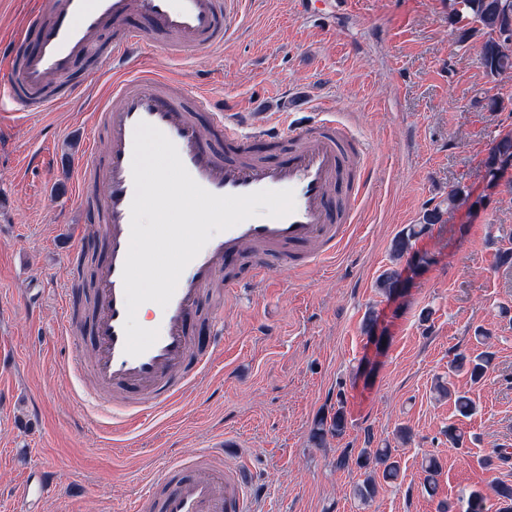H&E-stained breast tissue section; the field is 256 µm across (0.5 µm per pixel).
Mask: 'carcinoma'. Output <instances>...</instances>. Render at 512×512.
<instances>
[{
    "instance_id": "1",
    "label": "carcinoma",
    "mask_w": 512,
    "mask_h": 512,
    "mask_svg": "<svg viewBox=\"0 0 512 512\" xmlns=\"http://www.w3.org/2000/svg\"><path fill=\"white\" fill-rule=\"evenodd\" d=\"M451 19L459 25L458 42L465 43L473 36L480 34L484 37L480 46V60L486 75L498 78L512 72V0H453ZM512 157V133H507L494 139L484 161V166L494 180H504V191L512 194V179L504 178L501 167L502 159ZM468 194L464 189L456 187L448 192L447 206H434L424 212L422 223L410 224L401 230L393 239L391 245L392 258L398 261L406 256L415 257L414 241L430 226L443 221L446 211L466 202ZM406 287L401 272L396 268L386 269L377 279L376 288L379 292L393 296ZM493 355L489 352L475 356L464 352L454 354L450 369L464 372L472 383L481 382L492 367ZM436 391L443 398L453 402L457 415L468 417L475 411L474 401L464 394L452 389L451 384L437 382ZM348 419L344 406L336 411L321 415L314 424L312 438L323 444L329 438H341L346 434ZM373 439L369 438L366 447L360 449L357 455L348 451L336 460V467L349 469L353 466L363 471L364 479L354 488V495L360 502L366 504L373 501L379 488L377 477L386 482L396 480L400 472L399 461L393 450L388 446H372ZM424 472L423 487L428 496L435 495L437 476L441 471L440 462L436 457L425 459L422 464ZM492 490L499 501V512H512V484L496 482Z\"/></svg>"
}]
</instances>
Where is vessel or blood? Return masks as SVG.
<instances>
[{
    "label": "vessel or blood",
    "mask_w": 512,
    "mask_h": 512,
    "mask_svg": "<svg viewBox=\"0 0 512 512\" xmlns=\"http://www.w3.org/2000/svg\"><path fill=\"white\" fill-rule=\"evenodd\" d=\"M242 0H41L32 18L17 33L8 53H0V112L13 118L45 112L56 106L44 95L50 79L65 75L77 55L98 51L97 35L111 25L115 37L107 59L112 63V100L85 117L91 130L105 129L108 150L98 154L87 142L77 165V194L89 199L102 186V240L106 261L98 274L101 307L94 324L91 358L82 360V375L99 386L88 393L112 425L126 430L149 411L171 404L208 374L224 348V319L214 316L206 337L196 334L203 291L243 256L250 264L227 287L258 281L269 260L285 272L303 271L329 262L356 223L368 182L369 149L365 140L335 113L311 122L286 126L255 124L226 109L207 91H190L158 73L131 75L146 43L128 25L136 12L155 22L167 37L161 50L180 57L227 42ZM37 32L39 46L28 53L24 38ZM209 113L211 126L227 151L217 157L199 129L196 115ZM160 129L176 146L187 171L203 188L217 195L289 189L295 210L282 218L260 215L214 234L183 271L167 307L153 323L156 343L143 354L125 352L126 302L122 269L130 242L134 132L139 122ZM288 143V160L268 164L255 153L257 141ZM235 439L200 449L194 456L161 466L148 490L135 499L131 512H251L247 466L224 464V451ZM53 480L36 470L26 481L25 512H35Z\"/></svg>",
    "instance_id": "obj_1"
}]
</instances>
